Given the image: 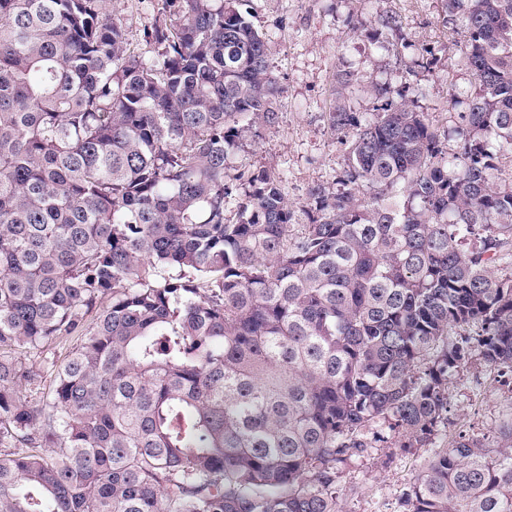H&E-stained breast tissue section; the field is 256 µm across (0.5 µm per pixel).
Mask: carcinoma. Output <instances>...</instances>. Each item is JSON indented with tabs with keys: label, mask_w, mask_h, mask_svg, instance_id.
<instances>
[{
	"label": "carcinoma",
	"mask_w": 512,
	"mask_h": 512,
	"mask_svg": "<svg viewBox=\"0 0 512 512\" xmlns=\"http://www.w3.org/2000/svg\"><path fill=\"white\" fill-rule=\"evenodd\" d=\"M161 2L147 57L107 0H0V512H343L345 468L428 445L461 371L512 377V0H441L474 77L449 130L338 79L344 167L298 205L231 175L282 93L249 0ZM399 504L512 512V420Z\"/></svg>",
	"instance_id": "1"
}]
</instances>
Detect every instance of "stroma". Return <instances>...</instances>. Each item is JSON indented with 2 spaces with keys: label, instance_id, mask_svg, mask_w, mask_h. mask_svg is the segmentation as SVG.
<instances>
[{
  "label": "stroma",
  "instance_id": "1",
  "mask_svg": "<svg viewBox=\"0 0 512 512\" xmlns=\"http://www.w3.org/2000/svg\"><path fill=\"white\" fill-rule=\"evenodd\" d=\"M250 5L255 22L271 38V68L283 93L276 126L235 163L282 177L290 201H302L315 184H334L342 167L341 138L324 118L340 71L353 75L354 111H372L369 87L382 79L395 95L421 87L424 95L417 104L434 126L456 122L448 90L470 88L474 78L460 62L458 35L440 22V0H251ZM109 7L129 41L145 48L158 0H110ZM391 12L402 19L404 46L396 54L377 48L370 38L378 17ZM429 51L437 63L426 70L419 61ZM448 407V429L432 447L372 448L355 459L341 483L344 512H397L400 491L424 470L434 449L461 433L494 436L512 418V391L489 370L473 367L452 381Z\"/></svg>",
  "mask_w": 512,
  "mask_h": 512
}]
</instances>
